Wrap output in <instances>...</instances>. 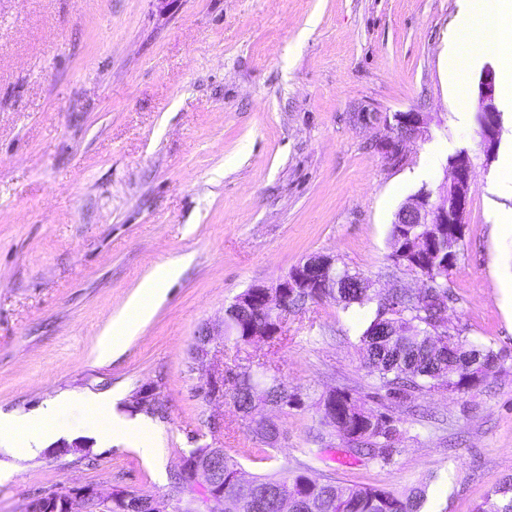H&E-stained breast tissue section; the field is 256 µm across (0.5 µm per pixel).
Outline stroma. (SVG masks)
<instances>
[{
	"label": "stroma",
	"mask_w": 512,
	"mask_h": 512,
	"mask_svg": "<svg viewBox=\"0 0 512 512\" xmlns=\"http://www.w3.org/2000/svg\"><path fill=\"white\" fill-rule=\"evenodd\" d=\"M458 0H0V409L22 414L56 396H109L104 419L136 418L152 391L154 448L102 443L68 429L86 452L19 462L0 512L69 487L181 493L182 460L201 447L251 448L231 407L202 400L191 348L250 285H272L299 262L332 256L367 278L374 299L424 279L388 258L399 207L443 180L447 154L473 159L464 247L448 275L451 333L508 358L478 390L399 401L379 389L356 348L372 304L334 300L289 314L276 347L258 344L304 409L272 412L276 471L306 447L313 404L338 385L388 408L401 436L380 466L326 453L318 473L406 491L428 482L431 512H473L512 475V233L496 230L487 182L512 157V105L499 103L494 161L480 147L477 81L495 33L468 20L474 61L464 92L448 88V25ZM428 119L394 166L376 144L384 124L362 109ZM467 124L451 123L453 111ZM189 261L118 357L100 361V332L156 264Z\"/></svg>",
	"instance_id": "obj_1"
}]
</instances>
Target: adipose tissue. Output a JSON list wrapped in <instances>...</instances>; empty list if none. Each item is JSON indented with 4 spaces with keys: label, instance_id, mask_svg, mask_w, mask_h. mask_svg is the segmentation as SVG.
<instances>
[{
    "label": "adipose tissue",
    "instance_id": "ef3b65f1",
    "mask_svg": "<svg viewBox=\"0 0 512 512\" xmlns=\"http://www.w3.org/2000/svg\"><path fill=\"white\" fill-rule=\"evenodd\" d=\"M466 11L480 14L497 33L495 50L502 58L506 100L512 101V0H463ZM183 258L173 257L155 265L138 287L128 296L123 310L102 330L99 354L120 355L152 317L154 308L165 297L166 283L179 276ZM73 406L54 401L36 413L20 415L0 411V450L26 458L39 456L49 433H57L71 425Z\"/></svg>",
    "mask_w": 512,
    "mask_h": 512
}]
</instances>
